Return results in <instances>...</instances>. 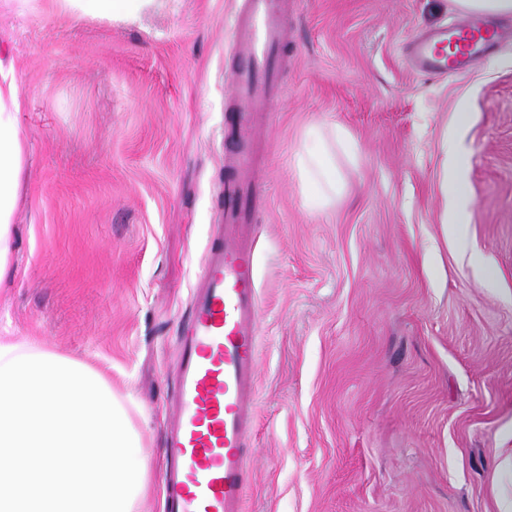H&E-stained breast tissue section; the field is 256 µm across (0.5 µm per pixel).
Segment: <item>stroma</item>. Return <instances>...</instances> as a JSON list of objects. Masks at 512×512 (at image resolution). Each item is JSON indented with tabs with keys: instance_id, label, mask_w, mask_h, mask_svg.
<instances>
[{
	"instance_id": "35a3bbf8",
	"label": "stroma",
	"mask_w": 512,
	"mask_h": 512,
	"mask_svg": "<svg viewBox=\"0 0 512 512\" xmlns=\"http://www.w3.org/2000/svg\"><path fill=\"white\" fill-rule=\"evenodd\" d=\"M163 0L134 23L0 0L24 137L0 336L100 374L165 512L164 404L224 194L228 21ZM452 0H291L283 95L257 146L262 318L244 512H512V41L431 78L401 50ZM466 104L469 122L456 127ZM341 125L322 211L296 166ZM467 151L469 246L445 221V140Z\"/></svg>"
}]
</instances>
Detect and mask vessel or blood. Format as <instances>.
I'll use <instances>...</instances> for the list:
<instances>
[{
    "label": "vessel or blood",
    "instance_id": "vessel-or-blood-1",
    "mask_svg": "<svg viewBox=\"0 0 512 512\" xmlns=\"http://www.w3.org/2000/svg\"><path fill=\"white\" fill-rule=\"evenodd\" d=\"M237 54L233 96L245 108L226 119L224 204L206 253L191 317L178 346L177 390L168 416L165 512H243L258 379V298L253 222L263 186L254 164L258 118L282 94L284 0H241L230 21ZM505 29L482 16L439 28L408 46L411 71H468Z\"/></svg>",
    "mask_w": 512,
    "mask_h": 512
}]
</instances>
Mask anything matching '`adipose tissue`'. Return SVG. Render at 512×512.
<instances>
[{"label":"adipose tissue","instance_id":"ef3b65f1","mask_svg":"<svg viewBox=\"0 0 512 512\" xmlns=\"http://www.w3.org/2000/svg\"><path fill=\"white\" fill-rule=\"evenodd\" d=\"M63 8L75 7L82 14L109 20H133L152 8L157 0H55ZM22 105L19 86L10 73L0 68V282L9 278L11 267V216L23 162V137L16 124ZM354 154L355 145L338 125L329 132L310 128L297 161L301 182L310 187L308 203L320 211L342 191L336 169L337 153ZM448 173L444 191L448 197V225L458 240L466 242L469 223V197L465 190L466 155L456 141L447 145Z\"/></svg>","mask_w":512,"mask_h":512}]
</instances>
